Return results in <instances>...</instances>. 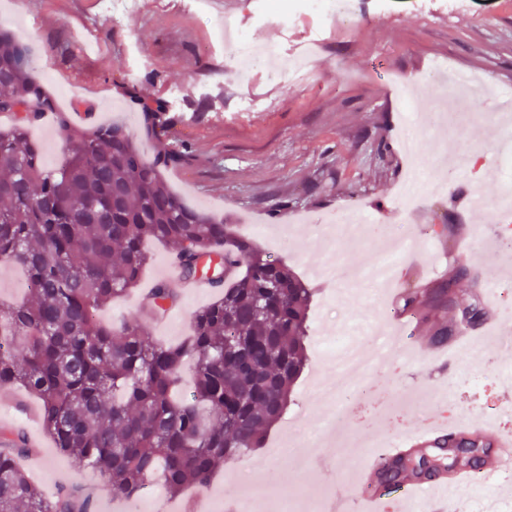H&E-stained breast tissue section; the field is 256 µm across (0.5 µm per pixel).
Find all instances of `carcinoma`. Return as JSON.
Listing matches in <instances>:
<instances>
[{"label":"carcinoma","instance_id":"cac0c4a2","mask_svg":"<svg viewBox=\"0 0 512 512\" xmlns=\"http://www.w3.org/2000/svg\"><path fill=\"white\" fill-rule=\"evenodd\" d=\"M0 112L16 115L0 131V263L20 267L31 298L0 307V387L17 385L41 401V422L55 447L78 465L97 469L114 496L138 498L160 483L170 494L205 489L226 457L245 455L283 412L306 362L305 338L313 289L231 225L186 206L168 188L162 169L180 156L146 160L125 150L113 122L71 124L32 74L29 47L0 30ZM47 112L72 154L61 168L45 167L29 127ZM165 106L141 108L150 130L164 124ZM117 205L108 219L89 214ZM148 240L178 244L184 278L213 271L224 296L194 313L192 334L167 346L142 323L117 328L98 311L137 284L150 261ZM474 285L467 265L434 287L408 289L403 311L430 323V341L447 343L454 329L431 321L435 308L456 310L458 322L483 324L479 295L457 307ZM176 301L161 282L143 314ZM194 361L189 391L178 397V370ZM453 442L475 449L460 457ZM494 442L478 434L442 437L435 449L383 462L374 478L385 493L441 471L480 468ZM19 431L0 438V512H90L89 499L72 493L46 500L20 465L30 455Z\"/></svg>","mask_w":512,"mask_h":512}]
</instances>
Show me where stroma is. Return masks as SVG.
Listing matches in <instances>:
<instances>
[{
	"mask_svg": "<svg viewBox=\"0 0 512 512\" xmlns=\"http://www.w3.org/2000/svg\"><path fill=\"white\" fill-rule=\"evenodd\" d=\"M253 0H211L208 14L195 13L189 0H139L132 13L104 12L100 0H0V29L25 40L34 75L69 114L92 112L97 123L119 122L132 134L141 154H179L163 176L188 206L224 217L240 235L251 237L273 259L285 262L315 291L306 339L307 361L283 417L269 428L266 447L225 459L205 491L187 498L224 512L232 497L262 498L268 512H279L285 488L299 492L298 512L330 495L327 472L317 457L342 443L356 453L342 457L347 478L358 477L363 433L383 413L390 429L418 428L441 401L478 412L486 437L512 431V412L503 395L512 376V334L498 330L494 317L512 315V278H505L489 256L493 236L472 237L478 225L462 186L479 188L496 204L499 187L474 174H458L457 190L426 196L403 210L397 191L409 167L426 177L443 176L440 157L447 142L471 153L476 163L493 158L490 131L497 116L479 103L467 118L443 129L421 123L418 115L436 111L446 94L437 80L416 82L436 60L461 72L485 73L489 82L512 90V0H470L455 9L432 0L419 13L417 0H392L377 11L365 0L352 25L342 28L303 17L286 23L253 25ZM234 17L247 38L275 43L283 53L302 46L315 29L324 42L309 77L293 84L268 80L263 73L232 79L223 57L209 45L222 18ZM257 101L242 112L240 98ZM166 102L167 129L144 135L140 107ZM44 164L54 169L68 157L53 114L29 129ZM379 227L407 239L404 253L408 285L428 287L466 263L481 284L491 321L472 329L471 340L456 353L448 372L418 350L426 326L400 315L401 297L364 282L363 274L384 249ZM338 249L351 282L315 278L328 246ZM151 261L136 289L100 312L105 323L142 314V291L175 245L149 244ZM209 296L179 297L163 324L147 323L150 336L176 345L189 331L192 313ZM399 333L401 347L389 363L358 375L345 407L352 419L340 429L327 427L330 403L315 400L317 382L334 377V355L341 343L369 346L372 337ZM19 407L0 409V430H23L35 449L26 461L46 497L67 490L87 497L91 512H179L185 498L155 489L134 500L112 497L103 477L73 464L55 448L41 423L27 422L25 409L38 402L19 394ZM286 442L288 456L269 458L267 446Z\"/></svg>",
	"mask_w": 512,
	"mask_h": 512,
	"instance_id": "stroma-1",
	"label": "stroma"
}]
</instances>
